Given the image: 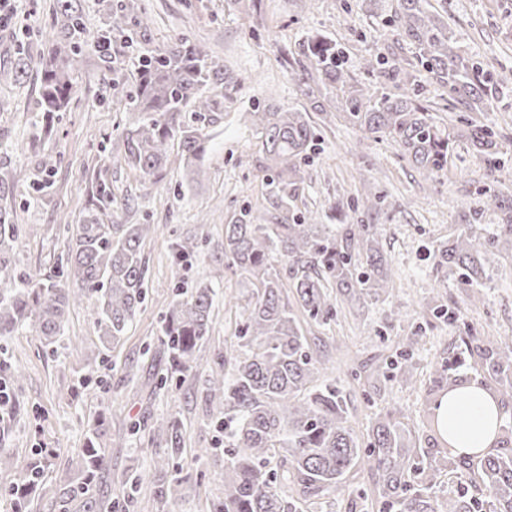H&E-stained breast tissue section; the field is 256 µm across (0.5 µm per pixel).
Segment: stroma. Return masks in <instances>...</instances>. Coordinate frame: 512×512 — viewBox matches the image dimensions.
Returning <instances> with one entry per match:
<instances>
[{
  "label": "stroma",
  "mask_w": 512,
  "mask_h": 512,
  "mask_svg": "<svg viewBox=\"0 0 512 512\" xmlns=\"http://www.w3.org/2000/svg\"><path fill=\"white\" fill-rule=\"evenodd\" d=\"M153 22L132 27L127 55L106 66L88 55L74 77L75 93L67 111L38 114L33 105L41 85V68L32 65L19 82L0 83V151L8 152L15 183L11 204L16 223L26 230L14 247L21 273L53 270L69 249L65 227L81 223L87 207V182L106 171L116 205L108 224H153L157 230L143 245L147 298L120 343L100 359V331L89 304L71 306L55 350L40 336L23 330L0 338V368L22 367L23 378L11 387L12 404L0 417V450L12 460L0 470V512H14L12 491L50 449L43 483L56 486L80 475L79 452L93 427H101L100 444L107 466L97 478L101 495L124 500L127 473L143 477L130 512H212L224 497L223 457L211 449L228 447L226 430L206 400L205 379L223 363L232 370L240 352L238 330L243 308L255 288L228 269L224 226L243 209L264 211L275 223L278 211L264 201L259 169L258 132L245 119L253 106L309 111L317 132V150L306 165L304 204L320 223L341 230L336 205L351 197L378 192L386 203L368 215L393 262L390 292L354 306L337 303L335 317L311 320L301 307L294 316L312 354L325 362V382L336 387L349 408V423L359 441L385 413L399 417L413 435L428 440L427 426L433 374L442 366L453 375L480 382L487 377L475 354L473 338L512 336V253L491 255L490 277L479 302L468 299L457 273L438 271L430 250L435 242L464 229L465 212L485 186V170L475 162L469 141L458 135L447 167L428 182L387 140L369 138L343 117L339 91L325 90L321 101L329 117L311 109L292 79L306 65L308 36L321 34L343 49L348 73L377 93L392 88L361 60L383 55L409 65L439 123L456 128L458 113L444 107L442 88L415 61L412 44L385 30L370 0H259L245 11L240 0H140ZM448 25L459 44L492 73L512 71V0H451ZM56 0H24L13 24L0 27V53L27 37L31 54L55 38ZM204 41L223 58L234 88L216 95L206 122L208 152L202 172L188 181L178 142H171L157 183L122 160L120 133L128 123V97L136 86L138 57L161 51L175 35ZM51 163L44 173L43 163ZM50 188L39 190L41 179ZM188 240L194 257L179 262L176 242ZM210 284L215 291L210 336L197 354L198 366L184 380L160 387L167 375V353L160 338L175 283ZM455 311L456 319L434 317L431 300ZM419 344L406 349V337ZM407 358L412 380L392 370ZM177 421L182 432L178 468L189 478L166 504L152 495L155 471L153 429L162 420ZM137 427L128 435L129 427ZM321 512H379L374 475L360 459L346 476L337 498Z\"/></svg>",
  "instance_id": "obj_1"
}]
</instances>
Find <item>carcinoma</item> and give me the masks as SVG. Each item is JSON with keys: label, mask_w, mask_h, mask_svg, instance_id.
Here are the masks:
<instances>
[{"label": "carcinoma", "mask_w": 512, "mask_h": 512, "mask_svg": "<svg viewBox=\"0 0 512 512\" xmlns=\"http://www.w3.org/2000/svg\"><path fill=\"white\" fill-rule=\"evenodd\" d=\"M57 2L62 24L40 55L38 112L66 111L74 93L73 75L86 55L94 51L102 62L113 64L112 35L125 32L133 21L144 24L135 0L110 9L97 28L79 0ZM382 21L416 46L418 63L447 89L448 107L485 112L496 105L499 88L508 87L507 76L493 78L461 49L445 16L430 0H395ZM307 58L323 83L342 91L349 123L397 145L402 156L430 179L448 165L453 137L420 101L415 77L397 65L386 67L387 61L379 56L364 59L367 71L384 72L401 90L377 97L369 87L351 81L338 44L319 38L310 41ZM31 61L27 44L16 42L10 50L11 67H0V77L22 79ZM231 83L223 62L189 35L174 38L156 55L140 58L137 92L129 98V109L138 118L122 131L124 162L145 177H159L168 146L176 139L186 168L201 173L207 135L199 125L177 122V114L190 108L198 119L206 118L210 100L205 88ZM247 119L260 130L267 201L282 212V219L263 224L262 215L248 209L234 223L224 225V257L252 280L257 292L243 310L239 340L245 352L235 361L231 379L224 378L222 364L207 379L209 400L218 414L230 420L234 442L224 458V499L215 512H304L302 507L336 495L363 454L377 476L382 504L394 512H512V452L492 448L480 456H456L434 413L428 426L440 461L427 459L429 452L418 447L407 426L390 413L372 427L367 445L360 446L345 400L336 388L319 382L325 367L311 354L285 288L293 290L311 319L327 320L336 313L329 283L350 300H377L387 292L391 262L379 247L373 225L361 219L349 218L351 227L335 234L307 211L289 217L302 200L301 165L315 147L309 113L264 107L247 113ZM464 132L473 155L485 166L490 186L479 190V205L469 209L474 223L440 243L437 251L439 265L458 272L461 287L475 298L484 286L487 256L512 250V195L493 188L509 171L505 136L477 122L466 125ZM12 186L8 157L0 156V337L30 327L52 344L61 335L70 306L86 301L95 308L101 353H106L120 342L146 299L142 247L154 225L104 223L102 216L112 211L114 196L108 178L98 174L82 223L72 228L66 263L49 275L17 274L13 249L23 227L15 222L13 210L2 204ZM383 202V196L367 194L348 205L340 201L337 209L365 214ZM488 212L498 220V230L490 235L479 225ZM280 258L288 261L287 284L276 269ZM211 308V288H176L161 339L172 372L183 374L196 367L195 352L210 333ZM480 356L497 383L491 395L506 414L512 408V339L493 342L480 349ZM447 371L446 367L437 371V388L468 383ZM156 431L164 445L154 452V470L161 473L156 492L165 502L185 482L183 477L167 479L171 462L181 453V433L172 420L160 422ZM100 437L101 431H95L92 446L84 450L83 477L51 489L54 512L116 509L96 493L97 472L105 465V455L96 447ZM275 456L297 497L286 498L277 487V474L269 468ZM442 461L468 476L476 494L434 496Z\"/></svg>", "instance_id": "obj_1"}]
</instances>
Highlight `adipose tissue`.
<instances>
[{
	"mask_svg": "<svg viewBox=\"0 0 512 512\" xmlns=\"http://www.w3.org/2000/svg\"><path fill=\"white\" fill-rule=\"evenodd\" d=\"M439 416L454 439L458 455L482 454L495 442L503 414L478 383L448 392L440 401Z\"/></svg>",
	"mask_w": 512,
	"mask_h": 512,
	"instance_id": "1",
	"label": "adipose tissue"
}]
</instances>
